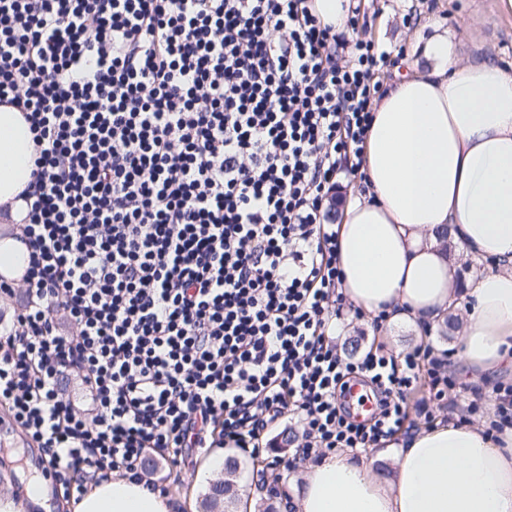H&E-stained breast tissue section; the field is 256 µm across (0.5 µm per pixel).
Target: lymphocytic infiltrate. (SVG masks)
<instances>
[{
	"instance_id": "lymphocytic-infiltrate-1",
	"label": "lymphocytic infiltrate",
	"mask_w": 512,
	"mask_h": 512,
	"mask_svg": "<svg viewBox=\"0 0 512 512\" xmlns=\"http://www.w3.org/2000/svg\"><path fill=\"white\" fill-rule=\"evenodd\" d=\"M314 0H0V103L37 157L19 226L26 300L0 322V406L58 496L150 453H363L409 430L406 394L456 379L425 346L356 361L330 212L357 175L393 52ZM72 332H64L62 322ZM78 379L79 407L63 390ZM376 409L355 421L354 382ZM316 13L324 23L336 26L341 29L345 25L347 17V6L345 0H314Z\"/></svg>"
}]
</instances>
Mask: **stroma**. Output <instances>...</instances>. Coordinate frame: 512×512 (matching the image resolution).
<instances>
[{
    "label": "stroma",
    "instance_id": "35a3bbf8",
    "mask_svg": "<svg viewBox=\"0 0 512 512\" xmlns=\"http://www.w3.org/2000/svg\"><path fill=\"white\" fill-rule=\"evenodd\" d=\"M419 13L417 20L406 17L404 0H366V21L359 29L362 38L384 46H401L405 52L392 66L385 68L383 82H391L407 70L408 64L424 67L427 60L422 50L435 30L448 34V50L460 58H493L512 64V14L499 13L496 0H414ZM337 348L345 358L358 359L370 348L382 347L398 355L417 347L415 336L393 327H376L371 320L355 316L344 309L336 327ZM293 422L282 420L269 434L270 444L263 456L275 460L284 468L285 488L300 485L306 471L304 463L295 457V449L284 446L283 436L298 435ZM27 448L15 432L8 417L0 412V496L9 495L20 501L24 512H44L25 495V487L33 477L19 459ZM237 468L232 475L235 492L251 497L254 512H283L281 496L268 491L255 474L262 461L253 460L241 452H233ZM142 472L163 486L174 499H189L195 466H181L150 460L140 466Z\"/></svg>",
    "mask_w": 512,
    "mask_h": 512
}]
</instances>
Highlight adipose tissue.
Wrapping results in <instances>:
<instances>
[{
	"label": "adipose tissue",
	"instance_id": "ef3b65f1",
	"mask_svg": "<svg viewBox=\"0 0 512 512\" xmlns=\"http://www.w3.org/2000/svg\"><path fill=\"white\" fill-rule=\"evenodd\" d=\"M430 72L397 78L373 102L363 144L367 190L336 227L339 286L369 317L411 331L445 325L466 295L470 308L455 358L468 381L512 373V71L495 60L459 61L448 39L425 49ZM22 112L0 105V208L26 215L18 195L34 169ZM490 261L455 287L441 237ZM384 455L326 453L293 493L298 512H512V429L442 424ZM71 512H173L167 495L130 477L88 485Z\"/></svg>",
	"mask_w": 512,
	"mask_h": 512
}]
</instances>
